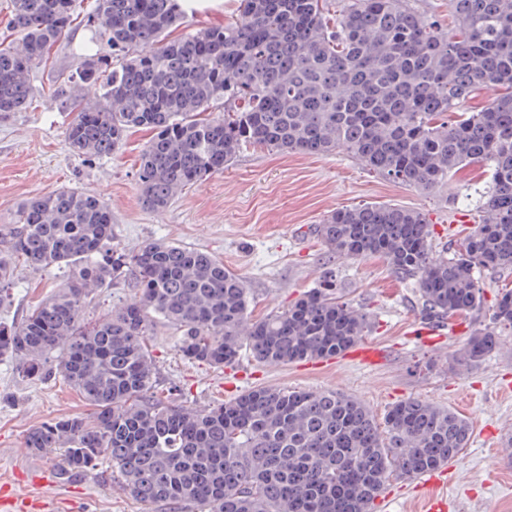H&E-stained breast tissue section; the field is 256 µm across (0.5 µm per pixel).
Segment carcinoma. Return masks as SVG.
Listing matches in <instances>:
<instances>
[{"mask_svg":"<svg viewBox=\"0 0 512 512\" xmlns=\"http://www.w3.org/2000/svg\"><path fill=\"white\" fill-rule=\"evenodd\" d=\"M241 0L236 21L168 39L175 0H7L19 54L0 40V115L32 100L33 69L74 27L94 28L79 63L52 92L73 114L67 141L78 155L119 150L133 129L152 132L138 168L143 207L168 208L203 176L224 171L247 146L282 152H345L370 171L427 193L469 163L491 171L480 224L449 252L417 210L384 204L339 208L314 227L331 257L381 255L413 281L422 312L444 321L482 309V271L512 270V0H452L455 33L403 0ZM96 85L101 95L76 94ZM477 89L494 97L479 112L457 105ZM221 108L223 112L204 116ZM0 306L12 301L15 261L35 271L70 267L53 296L18 323L0 321V360L26 378L51 374L50 356L93 416L29 430L25 448L54 456L68 478L98 461L150 505L187 502L207 512H373L391 473L414 477L457 459L468 421L407 398L384 430L358 399L337 391H247L203 410L150 397L145 336L153 316L176 326L180 352L221 368L242 349L270 366L336 357L365 335L368 319L338 295L333 274L287 310L251 322L244 280L207 251L148 241L112 247V210L62 187L22 204L0 224ZM134 295L92 327L90 293L114 281ZM512 332V289L492 326L469 337L462 360L491 353Z\"/></svg>","mask_w":512,"mask_h":512,"instance_id":"carcinoma-1","label":"carcinoma"}]
</instances>
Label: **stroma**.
<instances>
[{
	"label": "stroma",
	"instance_id": "1",
	"mask_svg": "<svg viewBox=\"0 0 512 512\" xmlns=\"http://www.w3.org/2000/svg\"><path fill=\"white\" fill-rule=\"evenodd\" d=\"M91 33L74 29L34 75L29 108L0 115V224L11 223L18 206L32 197L68 186L96 195L112 210V244L131 252L147 241L184 244L210 252L240 275L249 290L248 318L259 321L287 310L319 287L327 268L336 271L339 292L369 320L367 342L387 350V360L370 367L336 358L268 366L248 352L230 366L213 368L185 360L180 333L153 320L146 346L153 367L151 396L208 409L257 387L336 390L362 400L376 419L409 397L457 412L472 428L468 447L455 462L456 478L445 492L451 512H512V335L482 360L458 359L466 334L450 333L443 349L424 346L414 331L424 322L417 297L379 256L358 261L332 259L310 229L331 212L363 204H392L422 212L437 244L463 237L481 220L480 204L490 184L484 166L473 163L451 174L427 194L388 181L345 153L287 154L244 147L224 172L186 187L166 210L144 209L139 199L140 154L150 138L129 133L112 155L88 160L66 139L70 121L50 85L57 72L74 68ZM68 268L35 271L18 263L11 304L0 320L20 321L63 286ZM92 409L56 372L41 380L0 361V486L34 501L41 512H174L169 505H145L111 479L108 463L58 479L54 462L30 453L25 436L58 417H85ZM410 480L390 476L373 512H423L411 496Z\"/></svg>",
	"mask_w": 512,
	"mask_h": 512
}]
</instances>
